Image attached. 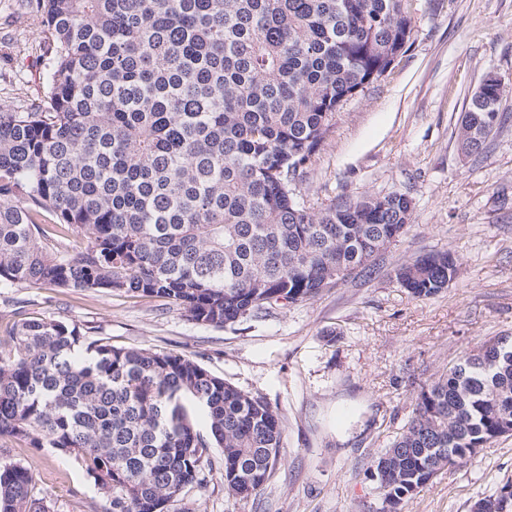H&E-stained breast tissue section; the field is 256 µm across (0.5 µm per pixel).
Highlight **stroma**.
<instances>
[{"label":"stroma","instance_id":"stroma-1","mask_svg":"<svg viewBox=\"0 0 512 512\" xmlns=\"http://www.w3.org/2000/svg\"><path fill=\"white\" fill-rule=\"evenodd\" d=\"M411 37L377 80L343 102L295 185L320 212L345 199L406 194L412 222L371 271L285 309L218 329L164 298L78 289L0 288V330L16 315L92 329L129 350L185 353L212 374L276 407L282 456L256 494L228 493L220 470L190 487L187 512H378L368 477L415 408L422 385L494 336H512V0H407ZM50 33L26 0H0V103L43 95L37 58ZM504 82V120L475 155L457 132L486 73ZM451 251L456 279L412 297L396 267ZM49 512H103L105 501L71 456L0 441ZM512 482V436L442 471L402 512H472Z\"/></svg>","mask_w":512,"mask_h":512}]
</instances>
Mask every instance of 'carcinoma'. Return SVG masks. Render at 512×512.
<instances>
[{
    "label": "carcinoma",
    "instance_id": "1",
    "mask_svg": "<svg viewBox=\"0 0 512 512\" xmlns=\"http://www.w3.org/2000/svg\"><path fill=\"white\" fill-rule=\"evenodd\" d=\"M403 0H27L51 39L45 91L0 105V287L51 285L163 297L215 328L309 300L367 272L411 223L404 193L314 213L294 184L336 108L404 49ZM484 79L459 126L479 151L501 121ZM77 231L84 250L42 240ZM458 259L431 252L395 279L441 293ZM210 423L202 433L191 415ZM512 435V336H495L421 388L372 462L381 505ZM78 459L104 512H173L223 450L247 498L281 459L278 409L182 353L88 339L76 323L20 318L0 333V439ZM512 512V483L476 501ZM0 512H45L20 463L0 464Z\"/></svg>",
    "mask_w": 512,
    "mask_h": 512
}]
</instances>
